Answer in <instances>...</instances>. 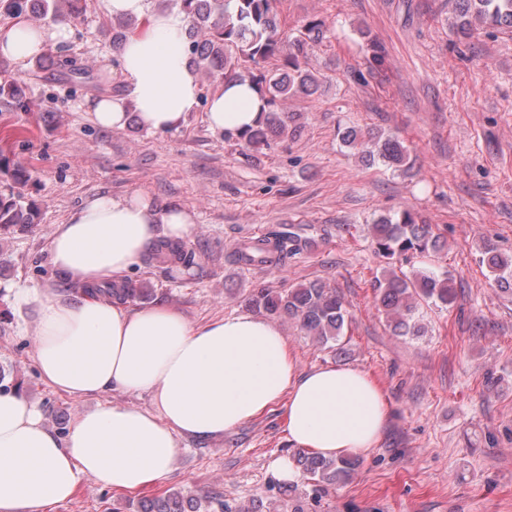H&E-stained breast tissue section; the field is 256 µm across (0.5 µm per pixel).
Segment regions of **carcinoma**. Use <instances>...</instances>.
Listing matches in <instances>:
<instances>
[{"label": "carcinoma", "mask_w": 512, "mask_h": 512, "mask_svg": "<svg viewBox=\"0 0 512 512\" xmlns=\"http://www.w3.org/2000/svg\"><path fill=\"white\" fill-rule=\"evenodd\" d=\"M227 0H174L188 18L187 51L195 70L214 83L240 80L249 82L265 101L262 116L237 139L246 149L259 152L275 139H294L303 127L301 114L288 112L283 103L297 94L314 95L321 88L318 76L308 68L313 46L325 38L324 21L315 18L291 35L281 30L275 0H236L229 11ZM458 16L465 19L458 32L468 37L472 22L512 32V0H457ZM67 17L83 14V0H0V15L29 19ZM474 21H469V18ZM135 23L119 19L112 24V47L118 49ZM0 99L13 112H29L31 101L16 84L0 83ZM342 143L367 164L380 163L394 171L411 168L406 146L395 136L372 129L362 131L346 127ZM10 177L13 189L0 193V231L27 232L36 224L35 206L24 200L22 187L31 180L30 172L11 163L9 138L0 139V175ZM375 252L386 265L375 280V299L379 312L398 336H418L422 327L417 320L422 303L450 306L456 300L453 279L448 271L434 269L399 271L396 263L410 256L438 253L445 243L433 225L420 221L410 209L392 216H381L371 224ZM289 230H272L262 237L241 244L228 259L239 266L277 268L286 259L310 247ZM150 258L167 271L194 264L195 249L184 241L159 239L150 250ZM480 262L494 275L500 292L512 297V255L506 256L488 243L481 250ZM85 295H110L112 301L132 303L150 298L151 289L124 279L108 288H80ZM249 307L270 317L298 325L304 335L322 349L340 352L338 342L344 335L348 310L344 299L330 284L316 280L278 290L254 288L246 298ZM290 459L299 473L303 495L313 502L328 495L336 485L349 481L361 462L355 456L323 457L304 449L294 451ZM218 507L219 512H262L254 503L236 508L214 493L201 500L181 491L165 492L145 499L139 512H199L202 503Z\"/></svg>", "instance_id": "obj_1"}]
</instances>
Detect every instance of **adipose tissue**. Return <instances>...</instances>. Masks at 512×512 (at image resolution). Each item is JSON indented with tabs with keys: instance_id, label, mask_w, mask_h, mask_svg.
<instances>
[{
	"instance_id": "adipose-tissue-1",
	"label": "adipose tissue",
	"mask_w": 512,
	"mask_h": 512,
	"mask_svg": "<svg viewBox=\"0 0 512 512\" xmlns=\"http://www.w3.org/2000/svg\"><path fill=\"white\" fill-rule=\"evenodd\" d=\"M101 2L108 14L140 26L119 50L129 93L94 99L93 120L120 129L134 114L151 132L178 128L199 97L186 17L152 9L149 0ZM69 33L65 19L49 28L17 20L0 27V58L27 66ZM260 108L248 85L228 82L211 95L206 120L213 133H235ZM196 229L181 204L161 207L138 192L98 194L57 225L48 250L74 285H106L140 265L158 235L185 241ZM13 300L36 312L35 360L46 384L76 399L146 392L152 406L89 411L61 438L27 398L0 393V512H42L69 500L85 476L123 492L158 484L173 471L182 438L223 435L278 403L291 446L326 457L363 455L385 430L388 407L373 379L336 365L299 372L281 329L253 313L194 324L166 304L134 309L37 287L16 289Z\"/></svg>"
}]
</instances>
